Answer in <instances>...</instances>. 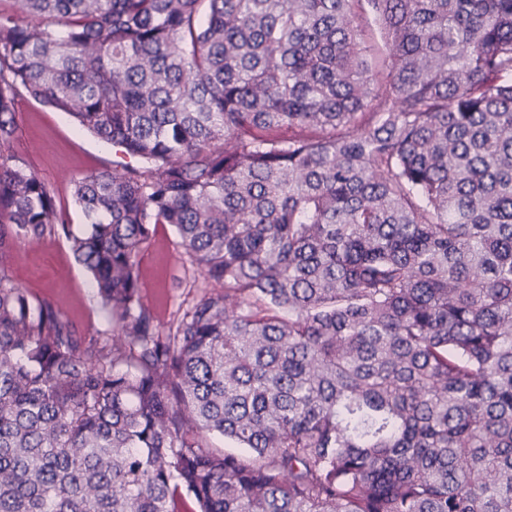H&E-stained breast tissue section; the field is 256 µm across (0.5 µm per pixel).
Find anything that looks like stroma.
Here are the masks:
<instances>
[{
  "label": "stroma",
  "mask_w": 512,
  "mask_h": 512,
  "mask_svg": "<svg viewBox=\"0 0 512 512\" xmlns=\"http://www.w3.org/2000/svg\"><path fill=\"white\" fill-rule=\"evenodd\" d=\"M15 112L18 131L13 152L48 184L68 222L81 227L85 219L73 201L74 183L111 167L114 149L80 130L67 113L46 107L27 93L17 95ZM140 263L145 274L142 299L162 328L176 323L210 289L183 254L171 227L159 228L142 250ZM0 264L32 297L53 301L85 339L102 341L111 336L112 324L65 239L22 242L0 255Z\"/></svg>",
  "instance_id": "1"
}]
</instances>
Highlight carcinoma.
<instances>
[{
    "mask_svg": "<svg viewBox=\"0 0 512 512\" xmlns=\"http://www.w3.org/2000/svg\"><path fill=\"white\" fill-rule=\"evenodd\" d=\"M4 2L0 255L65 238L116 332L0 265V512H512V0ZM21 88L120 155L79 234ZM164 224L221 287L165 337Z\"/></svg>",
    "mask_w": 512,
    "mask_h": 512,
    "instance_id": "cac0c4a2",
    "label": "carcinoma"
}]
</instances>
